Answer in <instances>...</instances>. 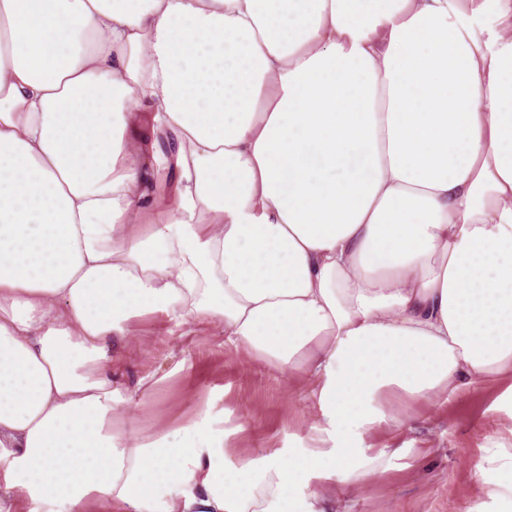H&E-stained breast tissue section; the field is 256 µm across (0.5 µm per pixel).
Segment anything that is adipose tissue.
<instances>
[{"instance_id": "1", "label": "adipose tissue", "mask_w": 512, "mask_h": 512, "mask_svg": "<svg viewBox=\"0 0 512 512\" xmlns=\"http://www.w3.org/2000/svg\"><path fill=\"white\" fill-rule=\"evenodd\" d=\"M153 312L301 371L306 445L139 430ZM510 374L512 0H0V512H345L300 486Z\"/></svg>"}]
</instances>
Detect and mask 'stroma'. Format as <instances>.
I'll return each instance as SVG.
<instances>
[{
    "label": "stroma",
    "instance_id": "obj_1",
    "mask_svg": "<svg viewBox=\"0 0 512 512\" xmlns=\"http://www.w3.org/2000/svg\"><path fill=\"white\" fill-rule=\"evenodd\" d=\"M133 329L144 348L116 357L123 387L131 391L140 378L169 372L140 399V424L175 428L209 407L224 422L228 467L305 442L316 410L302 373L286 376L251 360L205 322L179 325L147 313ZM407 412L401 429L380 423L363 437L372 450L399 449L381 472L355 489L344 475L332 478L350 512H512V475L486 462L495 449L512 448V379L490 381L445 404L411 403Z\"/></svg>",
    "mask_w": 512,
    "mask_h": 512
}]
</instances>
